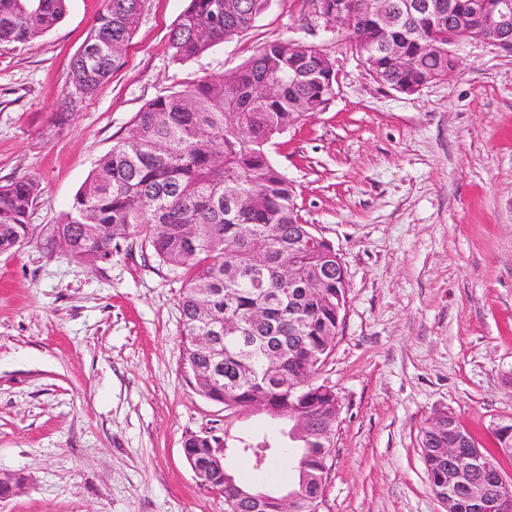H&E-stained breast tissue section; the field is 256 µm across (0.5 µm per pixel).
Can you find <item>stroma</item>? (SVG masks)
Here are the masks:
<instances>
[{
    "label": "stroma",
    "instance_id": "35a3bbf8",
    "mask_svg": "<svg viewBox=\"0 0 512 512\" xmlns=\"http://www.w3.org/2000/svg\"><path fill=\"white\" fill-rule=\"evenodd\" d=\"M188 0H147L122 65L70 98V63L104 0H69L28 46L0 51V185L33 179L28 243L0 254V512H226L183 442L226 417L183 363L184 281L142 240L89 267L48 238L146 103L293 38L335 59L336 94L270 157L348 284L316 380L341 413L320 512H447L420 435L440 410L478 447L512 420V52L465 41L457 72L414 94L383 84L306 0H272L246 31L184 62L169 37Z\"/></svg>",
    "mask_w": 512,
    "mask_h": 512
}]
</instances>
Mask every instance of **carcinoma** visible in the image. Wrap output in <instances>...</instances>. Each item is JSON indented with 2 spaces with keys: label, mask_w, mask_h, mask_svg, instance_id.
I'll list each match as a JSON object with an SVG mask.
<instances>
[{
  "label": "carcinoma",
  "mask_w": 512,
  "mask_h": 512,
  "mask_svg": "<svg viewBox=\"0 0 512 512\" xmlns=\"http://www.w3.org/2000/svg\"><path fill=\"white\" fill-rule=\"evenodd\" d=\"M269 0H189L172 30L169 49L190 60L249 28ZM145 0H105L103 12L71 62L77 95L94 93L122 65L113 44L127 45ZM67 0H0V50L24 47L65 15ZM355 47L370 52L368 71L389 86L413 89L448 78V48L461 32L448 17L416 11L387 30L375 11L354 24ZM389 37L411 61L400 69L381 46ZM276 91L259 95V86ZM335 61L294 39L265 44L238 69L161 95L139 112L128 136L101 157L74 197L58 233L71 257L90 266L112 252V243L142 237L159 263L182 271L180 298L183 358L197 391L237 414L259 411L287 421L305 415L311 434L284 447L270 435L241 438L213 430L184 442L195 460L220 458L227 448L258 457L257 471L272 462L294 464L291 484L311 481L288 512H319L308 499L312 483L329 474L331 438L341 406L334 387L313 382L328 361L341 325L337 315L336 249L325 240L308 243L311 225L300 223L295 188L272 163L274 140L334 96ZM234 106H226L229 97ZM39 192L32 179L0 186V252L32 235L29 210ZM84 224H96L87 243ZM298 264V282L284 279ZM318 275L311 294L302 280ZM210 336L206 345L197 337ZM448 425L429 419L422 429L421 458L435 495L448 489L440 449L453 440Z\"/></svg>",
  "instance_id": "cac0c4a2"
}]
</instances>
